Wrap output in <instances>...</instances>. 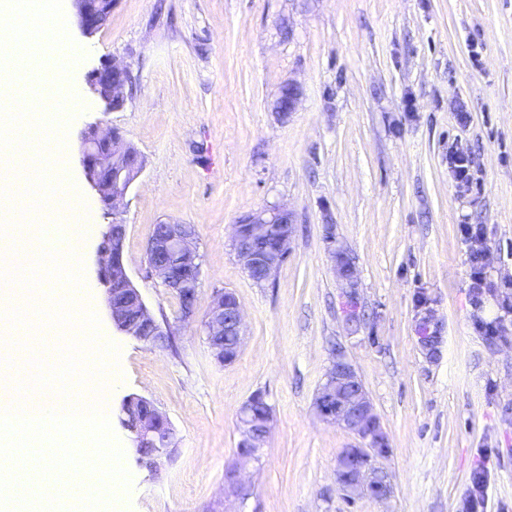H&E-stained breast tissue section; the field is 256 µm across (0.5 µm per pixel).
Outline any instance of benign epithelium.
I'll return each instance as SVG.
<instances>
[{
  "label": "benign epithelium",
  "mask_w": 512,
  "mask_h": 512,
  "mask_svg": "<svg viewBox=\"0 0 512 512\" xmlns=\"http://www.w3.org/2000/svg\"><path fill=\"white\" fill-rule=\"evenodd\" d=\"M81 30L91 34L98 30L112 12L113 0H71ZM132 82L130 66L114 59L100 64L87 74L90 91L105 105V111H116L126 101V90ZM300 96L299 87L288 83L281 90L278 115L286 117L295 110ZM80 163L86 182L94 191L105 214L112 216L104 239L116 233L126 235L123 220L128 192L142 173L144 163L138 151L115 128L90 124L81 132ZM293 213L283 206L259 210L241 217L234 225L233 248L236 257L248 273L261 272L262 283L269 282L291 253ZM193 231L187 224L165 222L161 230L153 231L146 248L149 272L180 298L181 314L189 319L195 312L201 276L200 257L193 247ZM327 250L334 261L337 275L348 285L344 292L343 312L346 321L360 319L361 307L355 280V265L349 255L336 248L333 226L327 225ZM98 281L103 286L112 324L115 328L146 346L164 342L170 332L147 309L142 295L130 279L123 263V242L115 248H98ZM243 315L235 296L229 291L216 293L205 321L207 342L220 362L224 358V337L231 336L236 346L243 340ZM420 344L428 357L438 352L441 324L432 308H426L419 320ZM246 401L239 412L237 456L241 460H261L271 430L272 411L256 420L252 406ZM315 407L323 420L336 423L355 434L357 448H347L339 456L336 481L345 495L353 500L372 492L378 498L391 495L387 475L381 463L387 459L390 444L380 418L355 368L341 354H336L325 382L318 391ZM141 463L148 468L175 451L172 428L166 416L155 410L152 419L130 434ZM250 494L235 467L224 473V496L244 502Z\"/></svg>",
  "instance_id": "7a95c632"
}]
</instances>
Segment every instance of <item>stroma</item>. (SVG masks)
<instances>
[{
  "mask_svg": "<svg viewBox=\"0 0 512 512\" xmlns=\"http://www.w3.org/2000/svg\"><path fill=\"white\" fill-rule=\"evenodd\" d=\"M68 32L82 52L64 77L66 186L91 225L81 263L102 335L120 348L113 410L145 397L166 414L176 451L155 471L137 462L128 432L111 427L130 485L117 512H462L478 465L487 512H512V311L497 293L473 300L462 223L483 225L485 269L512 280V0H114L86 36L70 0ZM131 66L124 108L104 111L86 75ZM296 83L294 112L274 108ZM467 112L459 122L458 112ZM120 129L144 159L126 198L124 263L171 345L147 347L112 326L97 283L99 225L78 137L88 123ZM472 158L458 189L449 151ZM295 216L288 259L273 283L238 262L233 229L252 211ZM191 225L202 259L190 320L147 271L156 224ZM352 257L365 318L346 322L345 286L325 244ZM244 315L233 362H218L205 315L218 291ZM441 325L434 358L419 344L418 301ZM493 322L495 337L480 324ZM357 371L389 437V498L348 500L340 452L359 445L326 422L315 397L335 354ZM264 393L273 421L261 463L236 455L241 406ZM237 467L246 502L224 498Z\"/></svg>",
  "mask_w": 512,
  "mask_h": 512,
  "instance_id": "35a3bbf8",
  "label": "stroma"
}]
</instances>
